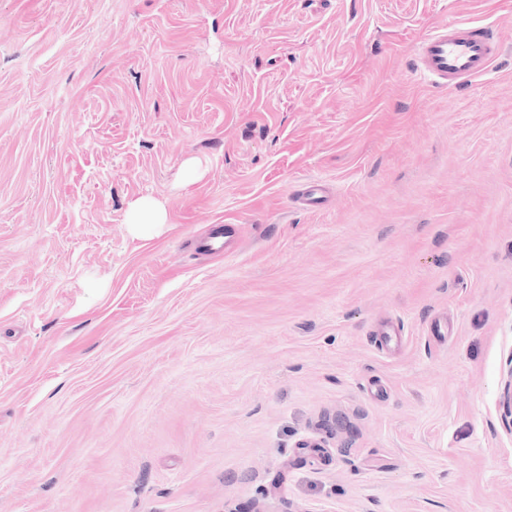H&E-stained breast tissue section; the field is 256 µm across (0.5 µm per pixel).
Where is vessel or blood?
<instances>
[{
	"mask_svg": "<svg viewBox=\"0 0 512 512\" xmlns=\"http://www.w3.org/2000/svg\"><path fill=\"white\" fill-rule=\"evenodd\" d=\"M497 56L488 28L462 26L426 36L417 47V69L431 83L465 82L489 73ZM233 243L232 226L204 239L202 251L220 256Z\"/></svg>",
	"mask_w": 512,
	"mask_h": 512,
	"instance_id": "obj_1",
	"label": "vessel or blood"
}]
</instances>
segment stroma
I'll use <instances>...</instances> for the list:
<instances>
[{
	"mask_svg": "<svg viewBox=\"0 0 512 512\" xmlns=\"http://www.w3.org/2000/svg\"><path fill=\"white\" fill-rule=\"evenodd\" d=\"M511 377L512 0H0V512H512ZM496 56L489 28L462 26L426 36L417 47V71L432 84L448 86L488 74ZM128 227L136 236L157 234L166 224V212L161 205L150 199L137 198L128 204ZM232 243L233 227L226 224L222 232L211 233V236L204 239L200 243L199 248L210 255L220 256L224 254V251L230 247Z\"/></svg>",
	"mask_w": 512,
	"mask_h": 512,
	"instance_id": "obj_1",
	"label": "stroma"
}]
</instances>
